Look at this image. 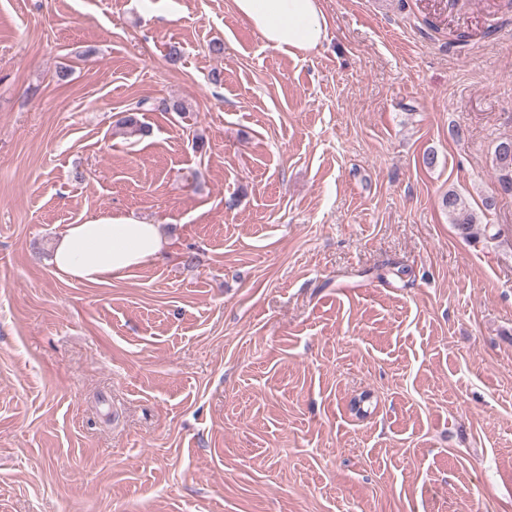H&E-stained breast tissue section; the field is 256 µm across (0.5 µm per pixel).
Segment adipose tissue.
I'll return each instance as SVG.
<instances>
[{
	"instance_id": "obj_1",
	"label": "adipose tissue",
	"mask_w": 512,
	"mask_h": 512,
	"mask_svg": "<svg viewBox=\"0 0 512 512\" xmlns=\"http://www.w3.org/2000/svg\"><path fill=\"white\" fill-rule=\"evenodd\" d=\"M237 15L273 49L293 53L317 48L327 37L320 0H232ZM167 246L157 225L134 216L67 225L50 260L52 273L83 285L124 277L162 254Z\"/></svg>"
}]
</instances>
